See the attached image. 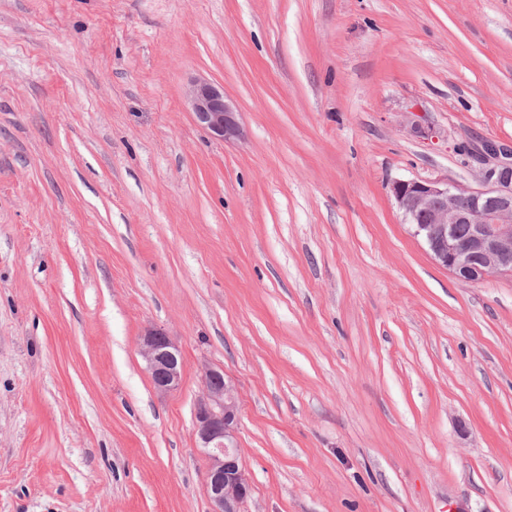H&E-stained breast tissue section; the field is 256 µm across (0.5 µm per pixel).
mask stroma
<instances>
[{"mask_svg":"<svg viewBox=\"0 0 512 512\" xmlns=\"http://www.w3.org/2000/svg\"><path fill=\"white\" fill-rule=\"evenodd\" d=\"M486 139L512 0H0V512H209L206 363L243 512H512V277L437 266L386 188L478 187ZM186 98L196 123L212 137L224 142L244 137L237 106L224 95L223 85L206 80L193 82ZM140 353L156 391L165 393L179 387L182 353L173 336L162 328H147L141 337ZM201 380L203 391L195 408V434L209 464L206 493L211 512H242L250 483L235 442L234 388L219 367L205 366Z\"/></svg>","mask_w":512,"mask_h":512,"instance_id":"stroma-1","label":"stroma"}]
</instances>
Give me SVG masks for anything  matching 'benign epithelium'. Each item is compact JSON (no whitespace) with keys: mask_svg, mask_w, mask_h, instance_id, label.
I'll return each mask as SVG.
<instances>
[{"mask_svg":"<svg viewBox=\"0 0 512 512\" xmlns=\"http://www.w3.org/2000/svg\"><path fill=\"white\" fill-rule=\"evenodd\" d=\"M186 98L196 123L212 137L226 142L244 137L237 106L224 95V86L196 81ZM477 160L482 164L479 188L430 180L389 184L406 223L425 241L433 261L468 284L493 275L512 276V148L487 141ZM458 224L471 225L464 240L456 234ZM140 353L156 391L165 393L179 387L181 349L164 329L147 328ZM201 380L195 434L208 460L206 493L211 512H242L250 483L235 442L234 388L219 367H204Z\"/></svg>","mask_w":512,"mask_h":512,"instance_id":"7a95c632","label":"benign epithelium"}]
</instances>
